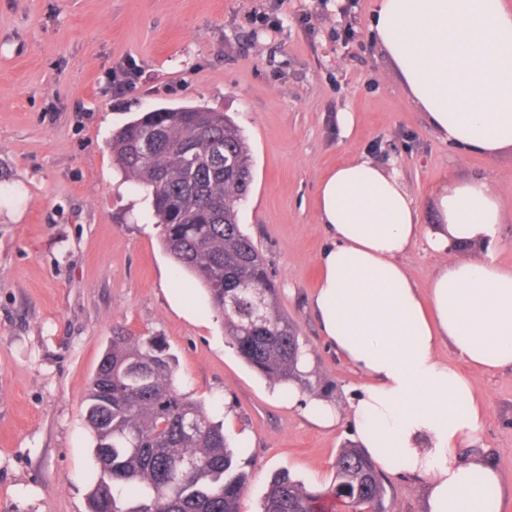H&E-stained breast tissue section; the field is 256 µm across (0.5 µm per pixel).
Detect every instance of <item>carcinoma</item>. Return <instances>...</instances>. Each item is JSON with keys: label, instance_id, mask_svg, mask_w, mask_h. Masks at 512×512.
Instances as JSON below:
<instances>
[{"label": "carcinoma", "instance_id": "carcinoma-1", "mask_svg": "<svg viewBox=\"0 0 512 512\" xmlns=\"http://www.w3.org/2000/svg\"><path fill=\"white\" fill-rule=\"evenodd\" d=\"M212 141L223 153H210ZM111 146L125 174L150 191L164 249L203 284L236 352L273 381L299 378L296 327L277 309L264 259L239 224L253 178L239 127L202 106L160 108L115 131ZM177 378L159 338L112 337L85 399L97 471L89 512H240L246 450L229 446L222 424ZM335 468L326 492L276 474L262 512H329V495L353 512H386L383 474L360 448H341Z\"/></svg>", "mask_w": 512, "mask_h": 512}]
</instances>
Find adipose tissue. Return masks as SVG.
I'll use <instances>...</instances> for the list:
<instances>
[{"instance_id": "1", "label": "adipose tissue", "mask_w": 512, "mask_h": 512, "mask_svg": "<svg viewBox=\"0 0 512 512\" xmlns=\"http://www.w3.org/2000/svg\"><path fill=\"white\" fill-rule=\"evenodd\" d=\"M379 49L430 129L463 153H512V7L506 0H380ZM432 222L406 192L396 162L361 155L318 189L327 244L313 309L323 336L361 377L344 405L289 404L324 426L351 427L383 471L402 466L425 512H489L500 472L474 448L484 405L464 367L512 369V267L497 262L503 205L481 177L432 195ZM424 243L440 258L427 288L402 261ZM449 347L451 364L439 355Z\"/></svg>"}]
</instances>
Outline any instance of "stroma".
Segmentation results:
<instances>
[{
	"instance_id": "35a3bbf8",
	"label": "stroma",
	"mask_w": 512,
	"mask_h": 512,
	"mask_svg": "<svg viewBox=\"0 0 512 512\" xmlns=\"http://www.w3.org/2000/svg\"><path fill=\"white\" fill-rule=\"evenodd\" d=\"M379 0H0V512H87L94 441L83 414L112 337L159 336L179 389L246 450L241 512L271 478L329 488L346 426L323 429L288 386L250 368L204 286L164 250L145 188L112 134L142 113L202 105L231 115L253 157L239 211L315 357L299 389L340 401L359 376L312 307L326 240L317 188L370 152L396 160L424 203L454 177L486 178L504 205L512 267V154L450 148L396 81L369 22ZM483 453L512 482V370L471 372ZM388 512H424L419 486L385 475Z\"/></svg>"
}]
</instances>
